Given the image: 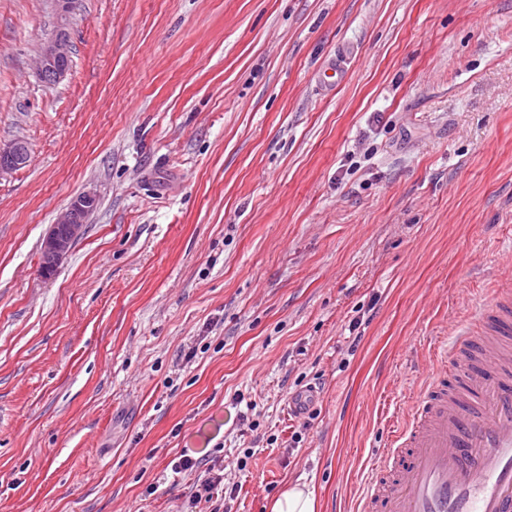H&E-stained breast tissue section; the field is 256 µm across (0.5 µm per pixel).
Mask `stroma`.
Returning <instances> with one entry per match:
<instances>
[{
    "instance_id": "stroma-1",
    "label": "stroma",
    "mask_w": 512,
    "mask_h": 512,
    "mask_svg": "<svg viewBox=\"0 0 512 512\" xmlns=\"http://www.w3.org/2000/svg\"><path fill=\"white\" fill-rule=\"evenodd\" d=\"M57 21L0 0V144L31 151L0 176V512H185L186 448L232 512L296 482L354 512L430 343L512 270V0H77L48 85ZM71 53L70 36L66 23L60 22L52 35L46 39L39 51L37 73L48 84L62 80L69 72ZM71 62V59H70ZM98 205L97 195L77 196L58 218L43 241L42 252L46 263L54 271L70 252L75 240L82 234L88 217Z\"/></svg>"
}]
</instances>
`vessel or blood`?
Here are the masks:
<instances>
[{
	"mask_svg": "<svg viewBox=\"0 0 512 512\" xmlns=\"http://www.w3.org/2000/svg\"><path fill=\"white\" fill-rule=\"evenodd\" d=\"M434 362L355 512H512V277Z\"/></svg>",
	"mask_w": 512,
	"mask_h": 512,
	"instance_id": "b4317fda",
	"label": "vessel or blood"
}]
</instances>
